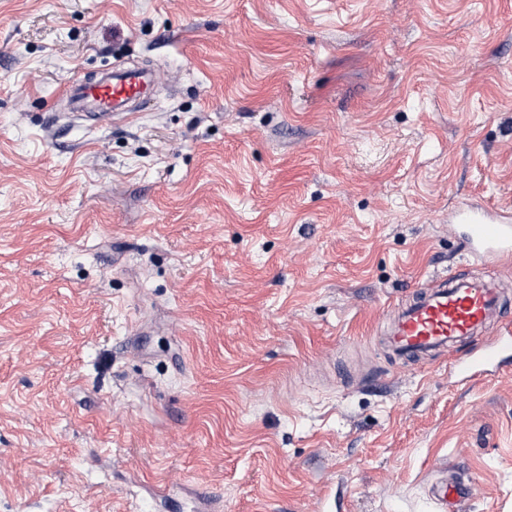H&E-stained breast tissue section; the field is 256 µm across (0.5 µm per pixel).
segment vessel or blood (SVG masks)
<instances>
[{"mask_svg": "<svg viewBox=\"0 0 512 512\" xmlns=\"http://www.w3.org/2000/svg\"><path fill=\"white\" fill-rule=\"evenodd\" d=\"M149 83L147 70H111L92 83H70L63 96L79 115L104 117L145 99ZM448 221L464 225L470 254L494 260L512 258L511 209L463 203L450 211ZM478 336L483 342L477 346L473 340ZM384 344L398 359L462 349V356L455 359L453 366L473 379L512 358V319L504 313L502 290L496 278L452 275L402 304ZM472 494V488L458 482L444 483L436 490L443 512H450L455 502Z\"/></svg>", "mask_w": 512, "mask_h": 512, "instance_id": "b4317fda", "label": "vessel or blood"}]
</instances>
